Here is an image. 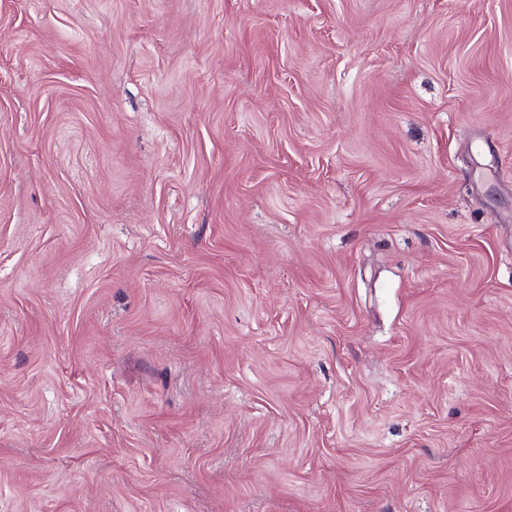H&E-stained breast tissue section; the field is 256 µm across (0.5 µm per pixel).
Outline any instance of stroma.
<instances>
[{"mask_svg": "<svg viewBox=\"0 0 512 512\" xmlns=\"http://www.w3.org/2000/svg\"><path fill=\"white\" fill-rule=\"evenodd\" d=\"M0 512H512V0H0Z\"/></svg>", "mask_w": 512, "mask_h": 512, "instance_id": "obj_1", "label": "stroma"}]
</instances>
